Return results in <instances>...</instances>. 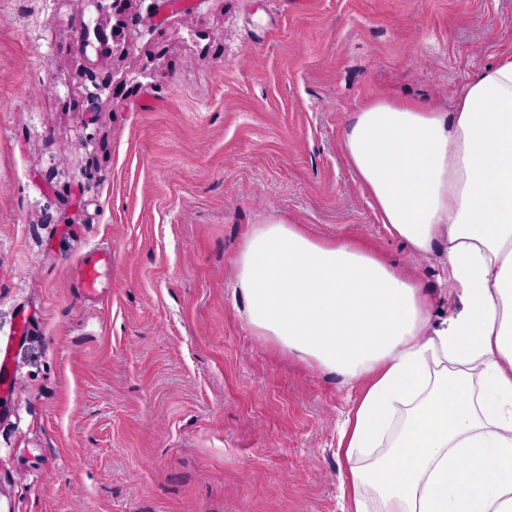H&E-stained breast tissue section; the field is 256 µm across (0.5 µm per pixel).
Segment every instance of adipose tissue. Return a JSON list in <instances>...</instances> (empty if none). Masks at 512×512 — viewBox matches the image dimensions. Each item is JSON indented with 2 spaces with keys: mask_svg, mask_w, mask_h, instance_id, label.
<instances>
[{
  "mask_svg": "<svg viewBox=\"0 0 512 512\" xmlns=\"http://www.w3.org/2000/svg\"><path fill=\"white\" fill-rule=\"evenodd\" d=\"M340 147L388 233L443 252L460 311L434 315L421 282L366 241L272 218L235 260L245 318L363 383L337 447L354 512H368L365 488L380 512H512V50L452 110L363 103Z\"/></svg>",
  "mask_w": 512,
  "mask_h": 512,
  "instance_id": "ef3b65f1",
  "label": "adipose tissue"
}]
</instances>
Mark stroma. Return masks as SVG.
<instances>
[{
    "mask_svg": "<svg viewBox=\"0 0 512 512\" xmlns=\"http://www.w3.org/2000/svg\"><path fill=\"white\" fill-rule=\"evenodd\" d=\"M90 0H0V512H352L347 384L255 335L232 296L252 225L391 238L339 149L365 99L451 109L512 50V0H192L83 43ZM112 248L85 299L79 257ZM13 344L0 345V393L7 394L13 388L15 369L13 363Z\"/></svg>",
    "mask_w": 512,
    "mask_h": 512,
    "instance_id": "1",
    "label": "stroma"
}]
</instances>
